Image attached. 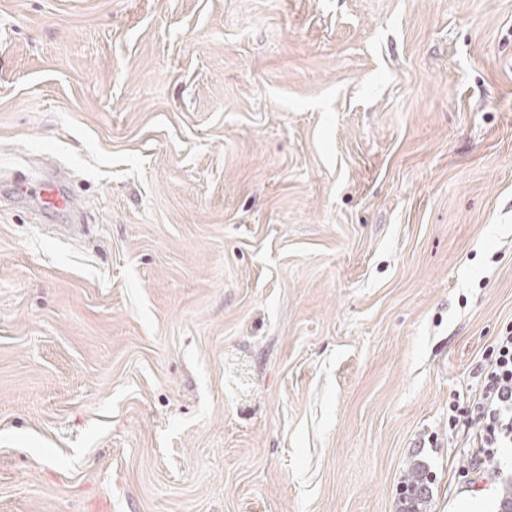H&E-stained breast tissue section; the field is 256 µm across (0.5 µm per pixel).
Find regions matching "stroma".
<instances>
[{
    "label": "stroma",
    "instance_id": "35a3bbf8",
    "mask_svg": "<svg viewBox=\"0 0 512 512\" xmlns=\"http://www.w3.org/2000/svg\"><path fill=\"white\" fill-rule=\"evenodd\" d=\"M509 327L512 0H0V512H499ZM18 195L21 197L37 196L45 209L53 211H73L72 197L62 192L56 182L50 178L20 179L17 181ZM479 376L481 387L472 400L477 418L474 448H478L479 463L492 466L497 448L512 446L511 328L497 336ZM429 473L425 468L414 467L408 472L404 480L403 499L404 509L403 512H422L427 498L430 493L429 489L431 482L429 481Z\"/></svg>",
    "mask_w": 512,
    "mask_h": 512
}]
</instances>
